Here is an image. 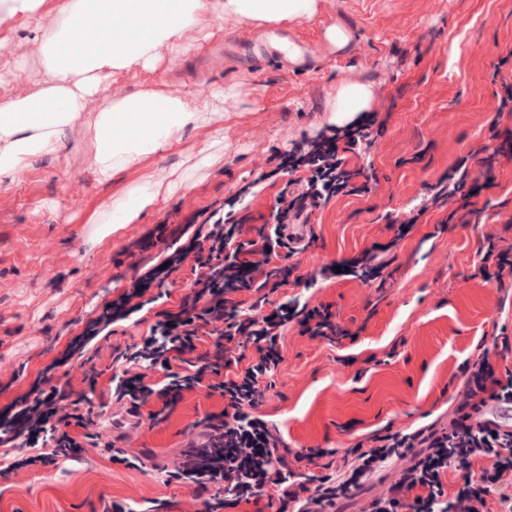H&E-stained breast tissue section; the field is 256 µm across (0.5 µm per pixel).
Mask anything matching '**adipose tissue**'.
<instances>
[{
	"mask_svg": "<svg viewBox=\"0 0 512 512\" xmlns=\"http://www.w3.org/2000/svg\"><path fill=\"white\" fill-rule=\"evenodd\" d=\"M319 0H0V45L6 32L32 27L30 47L43 78L25 95L0 92V179L61 152V135L86 117L99 182L167 150L191 129L214 120L216 102L234 90L176 95L156 85L120 95L124 77L155 71L185 58L214 17L251 28L315 19ZM376 96L370 81H345L327 104L326 122L343 126L367 111ZM161 186L146 175L123 200L94 213L99 236L139 223L160 200Z\"/></svg>",
	"mask_w": 512,
	"mask_h": 512,
	"instance_id": "1",
	"label": "adipose tissue"
}]
</instances>
